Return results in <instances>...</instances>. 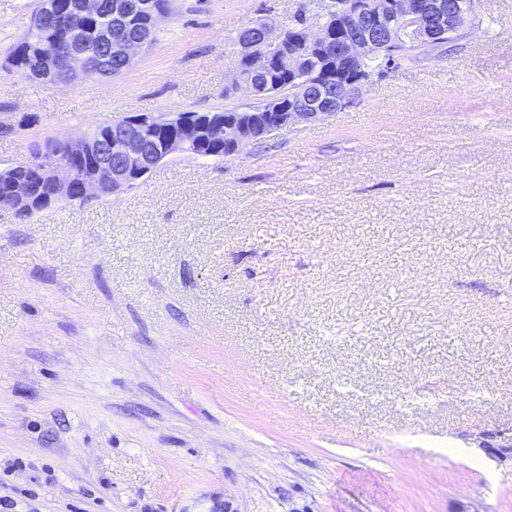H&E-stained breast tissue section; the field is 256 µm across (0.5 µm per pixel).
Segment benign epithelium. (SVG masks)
Here are the masks:
<instances>
[{
  "instance_id": "obj_1",
  "label": "benign epithelium",
  "mask_w": 512,
  "mask_h": 512,
  "mask_svg": "<svg viewBox=\"0 0 512 512\" xmlns=\"http://www.w3.org/2000/svg\"><path fill=\"white\" fill-rule=\"evenodd\" d=\"M480 0H333L336 31L300 13L290 33L261 18L235 38L237 65L234 84L260 102L252 112H190L183 116L136 114L118 120L120 130L95 145L90 135L65 142L60 152L44 151L31 165L37 177L55 187L53 201H83L112 194L142 180L175 153L195 158L211 156L214 145L224 158L240 154L249 144L270 139L298 122L321 121L354 103L374 73L397 66L405 47L434 50L468 35ZM163 10L156 0H42L31 18L42 28L63 18L58 35L41 53L29 55L27 73L55 84L71 85L82 76L112 75L135 54L150 46L152 28ZM146 22H140V19ZM288 72L291 96L283 100L274 87L276 76ZM179 121L198 127L193 140L168 135L156 143L144 138L147 127ZM12 174V209L35 200L29 180Z\"/></svg>"
}]
</instances>
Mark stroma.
I'll use <instances>...</instances> for the list:
<instances>
[{
  "mask_svg": "<svg viewBox=\"0 0 512 512\" xmlns=\"http://www.w3.org/2000/svg\"><path fill=\"white\" fill-rule=\"evenodd\" d=\"M330 0H171L117 77L7 61L0 168L140 113L221 111L233 38ZM512 0L231 160L0 210L12 512H512Z\"/></svg>",
  "mask_w": 512,
  "mask_h": 512,
  "instance_id": "stroma-1",
  "label": "stroma"
}]
</instances>
